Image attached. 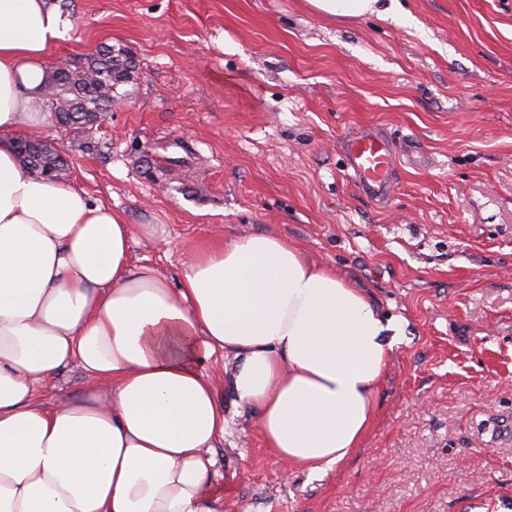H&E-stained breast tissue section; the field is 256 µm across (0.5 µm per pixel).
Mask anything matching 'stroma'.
Segmentation results:
<instances>
[{
	"instance_id": "stroma-1",
	"label": "stroma",
	"mask_w": 512,
	"mask_h": 512,
	"mask_svg": "<svg viewBox=\"0 0 512 512\" xmlns=\"http://www.w3.org/2000/svg\"><path fill=\"white\" fill-rule=\"evenodd\" d=\"M50 62L128 49L140 79L81 150L48 120L68 181L159 224L134 246L169 280L214 234L262 232L336 267L407 340L378 384L361 448L323 476L266 448L236 410L231 364L204 370L228 410L219 512H512V0H398L391 17L306 0H66ZM402 159L366 197L356 132Z\"/></svg>"
}]
</instances>
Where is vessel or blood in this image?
Returning a JSON list of instances; mask_svg holds the SVG:
<instances>
[{"mask_svg":"<svg viewBox=\"0 0 512 512\" xmlns=\"http://www.w3.org/2000/svg\"><path fill=\"white\" fill-rule=\"evenodd\" d=\"M347 159L365 195L378 199L390 191L397 159L381 137L364 131L349 138Z\"/></svg>","mask_w":512,"mask_h":512,"instance_id":"1","label":"vessel or blood"}]
</instances>
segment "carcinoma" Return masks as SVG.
<instances>
[{"label":"carcinoma","mask_w":512,"mask_h":512,"mask_svg":"<svg viewBox=\"0 0 512 512\" xmlns=\"http://www.w3.org/2000/svg\"><path fill=\"white\" fill-rule=\"evenodd\" d=\"M137 81L134 57L126 50L106 45L80 64L65 59L52 67L46 109L59 124L81 135L102 120L114 101L127 99L130 92L121 94L118 87L133 86ZM16 151L30 171L49 179H66L68 160L44 141L22 137L16 141Z\"/></svg>","instance_id":"1"}]
</instances>
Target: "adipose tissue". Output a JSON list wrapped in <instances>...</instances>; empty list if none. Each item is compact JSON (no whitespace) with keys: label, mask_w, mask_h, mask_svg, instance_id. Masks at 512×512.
Wrapping results in <instances>:
<instances>
[{"label":"adipose tissue","mask_w":512,"mask_h":512,"mask_svg":"<svg viewBox=\"0 0 512 512\" xmlns=\"http://www.w3.org/2000/svg\"><path fill=\"white\" fill-rule=\"evenodd\" d=\"M307 3L387 12L385 0ZM68 29L54 0H0V512H218L213 450L228 420L202 365L219 349L266 447L326 474L376 419L402 321L265 233L214 237L169 281L132 259L156 225L24 169L15 136L47 120V55ZM74 362L80 394L43 401Z\"/></svg>","instance_id":"obj_1"}]
</instances>
